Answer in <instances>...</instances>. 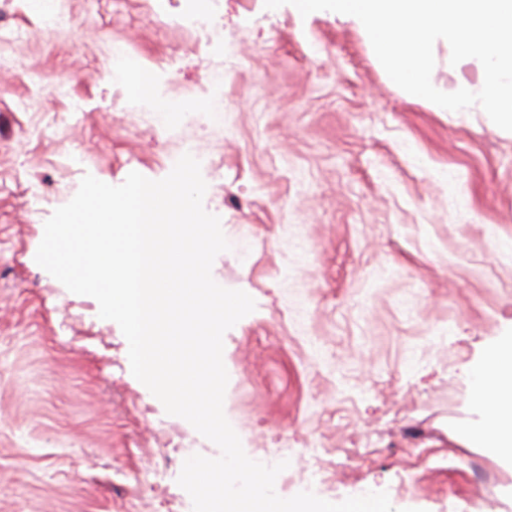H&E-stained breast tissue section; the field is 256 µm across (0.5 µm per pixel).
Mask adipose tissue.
<instances>
[{
    "label": "adipose tissue",
    "instance_id": "adipose-tissue-1",
    "mask_svg": "<svg viewBox=\"0 0 512 512\" xmlns=\"http://www.w3.org/2000/svg\"><path fill=\"white\" fill-rule=\"evenodd\" d=\"M472 404L480 415L460 430L463 440H476L512 465V336L501 337L465 372Z\"/></svg>",
    "mask_w": 512,
    "mask_h": 512
}]
</instances>
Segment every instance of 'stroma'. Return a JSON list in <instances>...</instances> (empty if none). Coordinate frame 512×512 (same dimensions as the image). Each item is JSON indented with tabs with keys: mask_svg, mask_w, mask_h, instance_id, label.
<instances>
[{
	"mask_svg": "<svg viewBox=\"0 0 512 512\" xmlns=\"http://www.w3.org/2000/svg\"><path fill=\"white\" fill-rule=\"evenodd\" d=\"M148 2L58 0L71 22L49 38L20 0L4 32L0 512H192L183 462L217 446L132 375L97 301L35 261L85 174L160 180L191 147L231 245L212 276L256 303L224 335V414L251 459L288 449L277 494L512 512V467L458 437L477 419L463 366L512 332V134L408 96L329 12L221 0L225 46L197 52ZM118 48L150 71L176 57L157 91L195 102L194 124L132 111Z\"/></svg>",
	"mask_w": 512,
	"mask_h": 512,
	"instance_id": "35a3bbf8",
	"label": "stroma"
}]
</instances>
